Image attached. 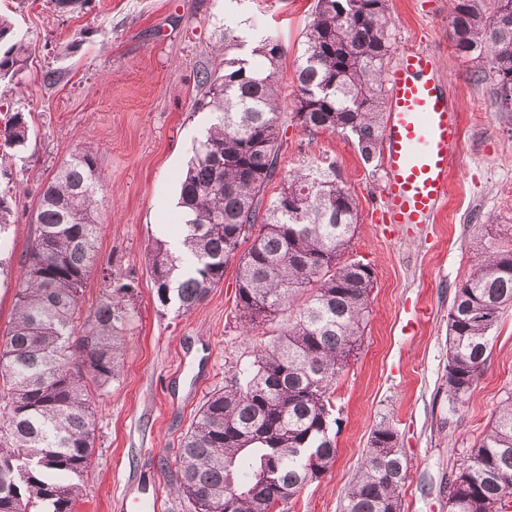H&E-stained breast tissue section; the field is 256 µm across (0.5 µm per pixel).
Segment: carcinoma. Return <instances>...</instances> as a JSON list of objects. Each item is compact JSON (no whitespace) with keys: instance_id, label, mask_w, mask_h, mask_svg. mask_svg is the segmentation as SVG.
Instances as JSON below:
<instances>
[{"instance_id":"1","label":"carcinoma","mask_w":512,"mask_h":512,"mask_svg":"<svg viewBox=\"0 0 512 512\" xmlns=\"http://www.w3.org/2000/svg\"><path fill=\"white\" fill-rule=\"evenodd\" d=\"M456 49L487 59L480 78L497 104L512 91V0H451ZM306 52L294 75L295 112L311 135L340 133L366 164L380 158L383 70L392 48L388 0H315ZM224 28V75L203 72L201 107L213 122L181 182L182 244L192 265L156 240L149 268L159 306L186 314L224 280L236 260L235 306L242 327L287 318L232 384L209 394L181 441L174 490L192 512H273L336 459L330 398L370 317L373 268L341 261L358 224V202L332 167H281L279 40L265 35L239 57ZM30 45L0 17V83L27 68ZM21 113L0 125V157L26 148ZM279 181L277 196L266 198ZM101 175L79 149L40 189L33 237L19 257L14 314L0 331V512H76L95 444L90 386L118 375L132 319L124 283L105 288L93 319L81 320L84 288L97 265ZM302 202L284 214V195ZM15 193L0 190V231ZM251 242L242 254L237 249ZM512 307V250L490 248L455 289L448 309V400L462 403L483 371L492 332ZM78 365L84 370L74 372ZM407 462L396 431H372L364 460L344 490L341 512H401ZM242 490L229 495V485ZM448 512H504L512 502V394L467 459L452 470Z\"/></svg>"}]
</instances>
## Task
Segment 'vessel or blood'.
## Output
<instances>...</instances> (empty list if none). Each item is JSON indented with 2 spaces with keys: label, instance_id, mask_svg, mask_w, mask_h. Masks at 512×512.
Segmentation results:
<instances>
[{
  "label": "vessel or blood",
  "instance_id": "obj_1",
  "mask_svg": "<svg viewBox=\"0 0 512 512\" xmlns=\"http://www.w3.org/2000/svg\"><path fill=\"white\" fill-rule=\"evenodd\" d=\"M386 110V216L392 224L430 223L446 196L462 129L427 50H409L390 67Z\"/></svg>",
  "mask_w": 512,
  "mask_h": 512
}]
</instances>
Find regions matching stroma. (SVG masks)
Masks as SVG:
<instances>
[{
	"label": "stroma",
	"mask_w": 512,
	"mask_h": 512,
	"mask_svg": "<svg viewBox=\"0 0 512 512\" xmlns=\"http://www.w3.org/2000/svg\"><path fill=\"white\" fill-rule=\"evenodd\" d=\"M314 0H0V16L31 46L29 67L0 97L22 113L32 137L13 160L15 224L0 253V328L17 289L16 261L34 232L40 185L78 149L95 154L103 181L98 269L87 281L84 312L97 305L101 268L133 286L119 373L95 399L96 442L78 512H137L153 484L161 512H190L168 487L180 441L205 395L249 365L280 328L243 332L235 307V270L186 315L153 299L148 266L154 240L181 233L180 179L211 123L197 109L202 72H224L215 42L231 28L255 46L277 36L285 93L305 49ZM392 57L419 47L435 58L460 115L462 142L448 167L445 202L432 222L390 224L383 213L385 162L365 164L353 138L309 135L294 121L282 133L281 166H333L358 199V226L346 260L376 274L363 341L331 397L337 454L330 469L276 512H340L371 433L389 423L408 463L403 512H448L453 466L491 426L512 394V307L493 332L492 353L468 399L448 400V308L455 287L483 262L488 247L512 250V112L499 109L481 60L456 53L449 0H389ZM59 74L56 85L45 71Z\"/></svg>",
	"instance_id": "1"
}]
</instances>
